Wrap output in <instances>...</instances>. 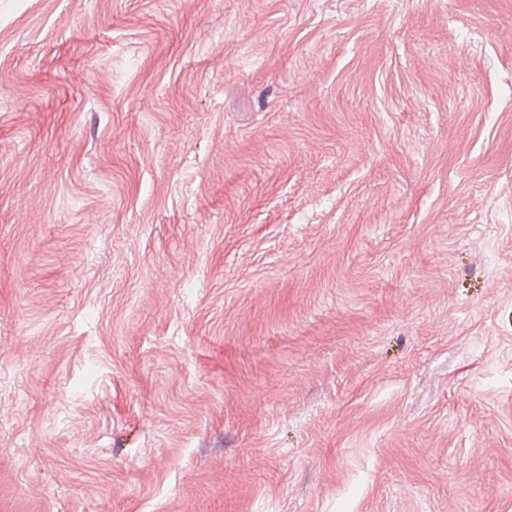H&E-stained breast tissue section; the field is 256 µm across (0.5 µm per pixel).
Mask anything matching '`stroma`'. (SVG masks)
Returning <instances> with one entry per match:
<instances>
[{
    "label": "stroma",
    "instance_id": "stroma-1",
    "mask_svg": "<svg viewBox=\"0 0 512 512\" xmlns=\"http://www.w3.org/2000/svg\"><path fill=\"white\" fill-rule=\"evenodd\" d=\"M0 512H512V0H0Z\"/></svg>",
    "mask_w": 512,
    "mask_h": 512
}]
</instances>
